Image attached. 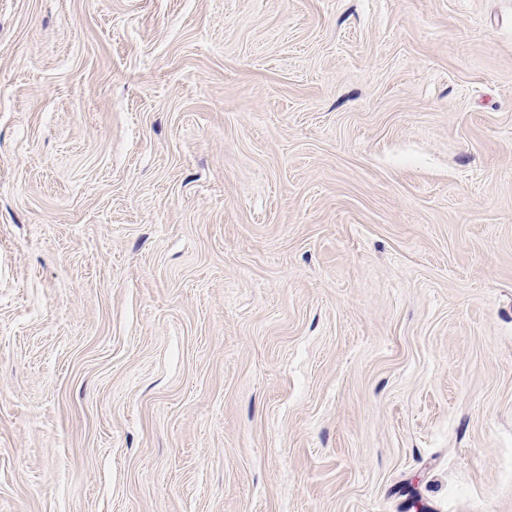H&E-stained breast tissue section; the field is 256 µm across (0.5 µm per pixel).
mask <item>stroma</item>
Here are the masks:
<instances>
[{"instance_id": "obj_1", "label": "stroma", "mask_w": 512, "mask_h": 512, "mask_svg": "<svg viewBox=\"0 0 512 512\" xmlns=\"http://www.w3.org/2000/svg\"><path fill=\"white\" fill-rule=\"evenodd\" d=\"M0 512H512V0H0Z\"/></svg>"}]
</instances>
